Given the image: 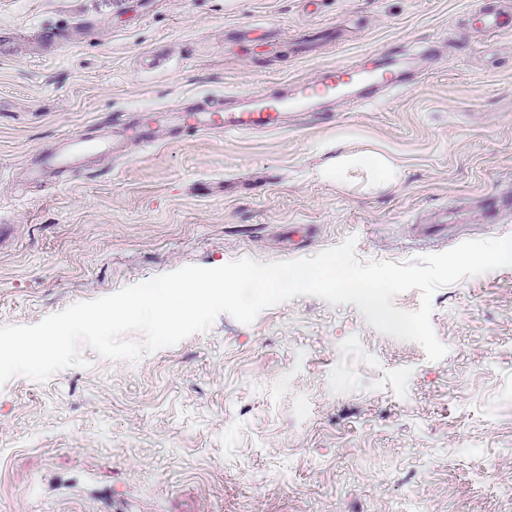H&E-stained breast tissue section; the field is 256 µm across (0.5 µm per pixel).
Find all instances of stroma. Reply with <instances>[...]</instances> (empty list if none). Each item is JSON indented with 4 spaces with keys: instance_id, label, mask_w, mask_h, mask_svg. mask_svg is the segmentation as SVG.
I'll use <instances>...</instances> for the list:
<instances>
[{
    "instance_id": "obj_1",
    "label": "stroma",
    "mask_w": 512,
    "mask_h": 512,
    "mask_svg": "<svg viewBox=\"0 0 512 512\" xmlns=\"http://www.w3.org/2000/svg\"><path fill=\"white\" fill-rule=\"evenodd\" d=\"M471 0H0V326L187 265L408 263L512 235V32ZM56 31L32 46L16 31ZM413 77L335 117L188 132L170 109L279 96L330 66ZM153 122L149 147L118 131ZM72 135L82 167L32 177ZM391 188L315 178L338 151ZM498 217L489 218L490 209ZM453 222L441 237L435 224ZM446 355L314 296L138 362L0 386V512H512V267L438 288ZM482 2L481 0L474 4L472 13L483 20L484 27L495 32H510L512 30V20L509 23L506 18L499 17L493 8ZM351 169L365 172L371 188L393 186L400 176L398 167L388 157L373 152L343 156L336 160L335 165L321 171V175L335 180L337 186H345L349 180L348 171Z\"/></svg>"
}]
</instances>
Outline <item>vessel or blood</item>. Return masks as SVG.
<instances>
[{
    "label": "vessel or blood",
    "mask_w": 512,
    "mask_h": 512,
    "mask_svg": "<svg viewBox=\"0 0 512 512\" xmlns=\"http://www.w3.org/2000/svg\"><path fill=\"white\" fill-rule=\"evenodd\" d=\"M472 12L482 19L485 28L496 32L512 30V23L498 16L495 10L483 4L482 0H477ZM400 82L399 74L384 64L371 70L349 66L331 67L321 79L293 84L287 92L275 99L247 96L231 109L177 110L173 116L181 125L196 131H274L287 124L289 113L311 111L316 101L353 94L367 100L382 89Z\"/></svg>",
    "instance_id": "b4317fda"
}]
</instances>
